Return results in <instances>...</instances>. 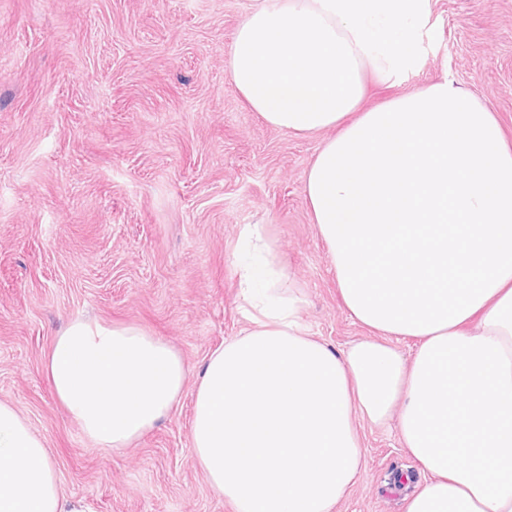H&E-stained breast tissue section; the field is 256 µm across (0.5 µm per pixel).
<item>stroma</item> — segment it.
Returning a JSON list of instances; mask_svg holds the SVG:
<instances>
[{
    "label": "stroma",
    "instance_id": "obj_1",
    "mask_svg": "<svg viewBox=\"0 0 512 512\" xmlns=\"http://www.w3.org/2000/svg\"><path fill=\"white\" fill-rule=\"evenodd\" d=\"M255 0H0V401L45 443L83 512H233L193 457L199 371L250 326L237 266L248 224L279 248L301 321L338 351L374 339L341 298L304 176L334 130L267 125L231 81ZM414 75L368 80L364 109L453 80L512 144V0H431ZM135 324L189 374L178 405L131 446L105 449L59 405L43 362L73 319ZM366 465L335 512H404L421 481L394 424L356 425Z\"/></svg>",
    "mask_w": 512,
    "mask_h": 512
}]
</instances>
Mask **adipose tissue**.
<instances>
[{"mask_svg":"<svg viewBox=\"0 0 512 512\" xmlns=\"http://www.w3.org/2000/svg\"><path fill=\"white\" fill-rule=\"evenodd\" d=\"M430 0H259L228 70L277 129L337 128L305 174L343 301L381 341L338 352L284 293L278 248L243 237L253 313L202 366L194 460L233 512H335L363 469L355 419L399 410L423 475L405 512H512V146L451 80L362 110L367 77L400 83L432 40ZM410 337L404 359L385 344ZM86 437L127 447L178 403L182 357L134 324L75 319L44 360ZM0 512H68L43 440L0 402Z\"/></svg>","mask_w":512,"mask_h":512,"instance_id":"ef3b65f1","label":"adipose tissue"}]
</instances>
